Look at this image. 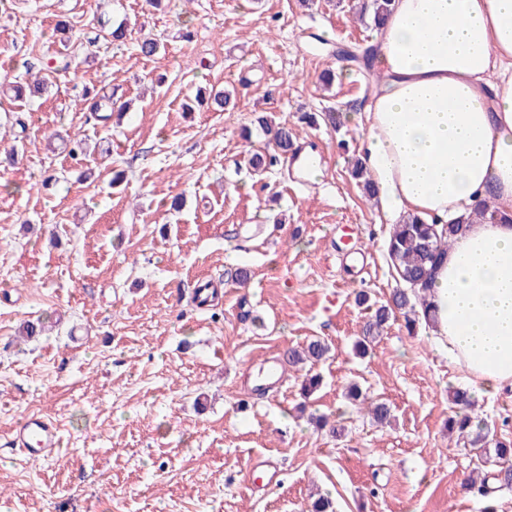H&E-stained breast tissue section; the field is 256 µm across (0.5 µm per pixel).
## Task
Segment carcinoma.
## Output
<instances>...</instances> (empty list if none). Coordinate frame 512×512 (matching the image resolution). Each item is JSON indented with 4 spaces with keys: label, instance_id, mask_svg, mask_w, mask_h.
Returning a JSON list of instances; mask_svg holds the SVG:
<instances>
[{
    "label": "carcinoma",
    "instance_id": "1",
    "mask_svg": "<svg viewBox=\"0 0 512 512\" xmlns=\"http://www.w3.org/2000/svg\"><path fill=\"white\" fill-rule=\"evenodd\" d=\"M393 0H364L359 6L360 18H368L374 25L388 15ZM48 80L47 76H34L21 82L17 79L5 82L14 91V98L23 97V92L41 93ZM90 112L98 114V120L104 124L109 122L112 113L128 111V105H116L112 99L102 96L86 105ZM259 127L273 143L277 154L253 153L249 163L255 169H268L277 163L279 156L286 155L294 149L292 133L284 125L274 124L260 118ZM494 219L491 206L488 204L476 209L467 221L448 222L446 224H427L415 215L405 218L402 223L394 225L389 235L388 252L394 262L399 279L409 286L410 291L397 290L388 304L374 305L368 321L362 329V336L356 341L354 348L359 355H366L371 344L379 337L386 327L394 310L409 308V311L430 322L433 319L434 306L429 300L431 288L438 265L448 255V247L463 232L465 223ZM416 302H411V297ZM328 353V346L316 339L310 341L302 349L288 350V365L296 367L306 361L317 363ZM347 397L357 402L368 411L371 419L378 425L390 423L391 407L382 400H367L357 384L347 387ZM453 404L457 406L450 420V427L458 432V436L468 438V444L478 450L480 463L468 479L469 485L478 487L483 496L492 493L491 484L497 487L512 486V441L495 439L489 442V431L483 420L474 412L471 396L466 391L458 390L453 394Z\"/></svg>",
    "mask_w": 512,
    "mask_h": 512
}]
</instances>
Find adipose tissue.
<instances>
[{"mask_svg":"<svg viewBox=\"0 0 512 512\" xmlns=\"http://www.w3.org/2000/svg\"><path fill=\"white\" fill-rule=\"evenodd\" d=\"M361 161L391 218L446 223L492 201L432 285V335L483 394L512 381V0H394Z\"/></svg>","mask_w":512,"mask_h":512,"instance_id":"ef3b65f1","label":"adipose tissue"}]
</instances>
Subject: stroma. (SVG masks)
I'll return each mask as SVG.
<instances>
[{"label":"stroma","mask_w":512,"mask_h":512,"mask_svg":"<svg viewBox=\"0 0 512 512\" xmlns=\"http://www.w3.org/2000/svg\"><path fill=\"white\" fill-rule=\"evenodd\" d=\"M61 15L74 47L53 35ZM103 19L127 40L104 38ZM144 37L161 53L143 56ZM376 38L344 0H13L0 12V66L51 76L40 98L0 99V512H308L320 493L335 512H482L462 488L476 457L448 432L451 397L475 394L491 434L512 438V385L479 394L400 312L367 356L354 351L369 315L357 293L383 302L400 286L393 223L352 174L367 135L354 114L374 84L339 56ZM87 88L129 103L127 116L98 124ZM213 89L230 95L223 111L199 100ZM328 110L340 127L299 120ZM261 115L319 143L309 188L285 163L250 168V151L270 148ZM83 137L91 155L70 156L66 141ZM203 279L218 292L205 307ZM37 319L44 331L22 338ZM312 339L330 352L311 398L288 366L277 391H250L248 370ZM352 381L391 405L392 426L345 398ZM321 414L341 437L314 427ZM33 415L61 434L38 463L12 445Z\"/></svg>","instance_id":"1"}]
</instances>
